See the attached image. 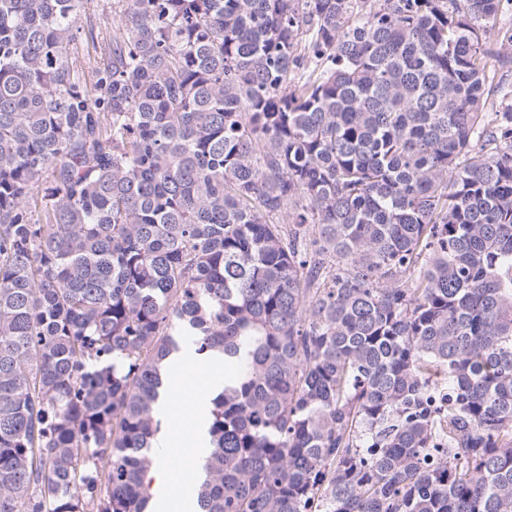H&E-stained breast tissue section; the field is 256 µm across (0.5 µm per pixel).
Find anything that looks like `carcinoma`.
Segmentation results:
<instances>
[{"label": "carcinoma", "mask_w": 512, "mask_h": 512, "mask_svg": "<svg viewBox=\"0 0 512 512\" xmlns=\"http://www.w3.org/2000/svg\"><path fill=\"white\" fill-rule=\"evenodd\" d=\"M0 0V512H512L503 0ZM103 63L85 72L78 43ZM113 0H94L95 11H90V14L83 15L79 24L83 28L90 27V25L96 28V31L105 35L108 31H112V14L110 13V3ZM206 355H198L194 351V346H182L178 352L172 353L165 361L164 368L161 371L162 386L159 388L160 398L157 403V415L164 423L154 438V455L156 464L147 476V482L151 488L156 486L160 489V495L150 502L152 510L150 512H181L182 496L181 486L183 481L175 478L171 466L175 470H181L189 462L184 470L183 478L185 481L193 478L197 480L198 471L196 463L205 457L210 451V435L208 433V414L210 399L223 388V384L214 386L212 393L200 395L196 398L195 415L192 419V408L189 397L193 393H203L210 385V380L202 378L199 374L190 380L186 390L177 394L182 412V425L190 428L188 431L187 444L185 448L181 442L173 443L171 446L169 463V444L173 430H176L177 418L176 409L172 400V394H175L183 384L186 376L193 371H201L202 368L209 366L212 359Z\"/></svg>", "instance_id": "cac0c4a2"}]
</instances>
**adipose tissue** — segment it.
<instances>
[{"label":"adipose tissue","instance_id":"obj_1","mask_svg":"<svg viewBox=\"0 0 512 512\" xmlns=\"http://www.w3.org/2000/svg\"><path fill=\"white\" fill-rule=\"evenodd\" d=\"M209 364L208 356L196 354L193 347L185 345L168 357L161 371L162 385L159 389L160 398L156 410L162 426L154 438L156 464L147 476L150 485L159 488L160 494L151 501V512H181L182 482L197 478L198 471L195 464L210 451L208 433L210 397L204 394L196 399L195 415L188 431L187 444L191 463L185 469L182 478H175L169 463L170 437L177 426L172 396L190 372L201 370Z\"/></svg>","mask_w":512,"mask_h":512}]
</instances>
